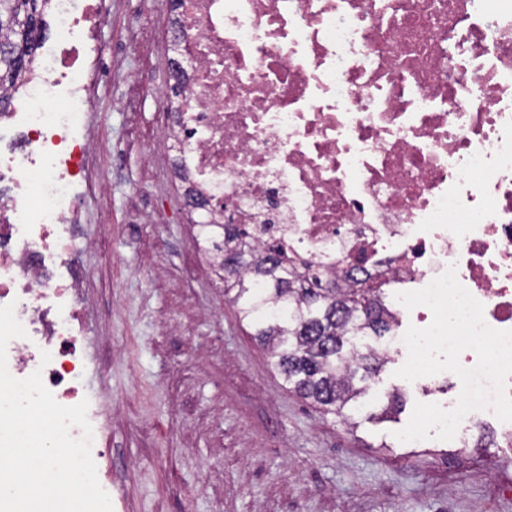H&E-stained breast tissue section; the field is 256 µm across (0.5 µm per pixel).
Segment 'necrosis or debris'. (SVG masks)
<instances>
[{
	"label": "necrosis or debris",
	"instance_id": "obj_1",
	"mask_svg": "<svg viewBox=\"0 0 512 512\" xmlns=\"http://www.w3.org/2000/svg\"><path fill=\"white\" fill-rule=\"evenodd\" d=\"M57 38L0 113L7 366L85 399L79 174L97 149V0H50ZM173 166L210 224L342 287L448 266L512 330V0H183ZM49 363H42V352Z\"/></svg>",
	"mask_w": 512,
	"mask_h": 512
}]
</instances>
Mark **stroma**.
Listing matches in <instances>:
<instances>
[{
    "label": "stroma",
    "mask_w": 512,
    "mask_h": 512,
    "mask_svg": "<svg viewBox=\"0 0 512 512\" xmlns=\"http://www.w3.org/2000/svg\"><path fill=\"white\" fill-rule=\"evenodd\" d=\"M174 17L167 0H106L97 34L112 66L90 115L106 188L81 206L85 384L125 512H512L495 421L473 427L484 445L467 455L395 436L416 402L447 400L450 372L435 396L396 377L407 356L391 355L373 390L402 405L352 429L288 391L239 321L163 164Z\"/></svg>",
    "instance_id": "1"
}]
</instances>
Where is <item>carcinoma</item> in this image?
Masks as SVG:
<instances>
[{"label": "carcinoma", "instance_id": "cac0c4a2", "mask_svg": "<svg viewBox=\"0 0 512 512\" xmlns=\"http://www.w3.org/2000/svg\"><path fill=\"white\" fill-rule=\"evenodd\" d=\"M48 0H0V88L20 84L45 37ZM197 242L224 253V295L270 348L288 389L349 424L387 360L373 347L396 321L382 288L322 284L280 268L229 224L198 222Z\"/></svg>", "mask_w": 512, "mask_h": 512}]
</instances>
